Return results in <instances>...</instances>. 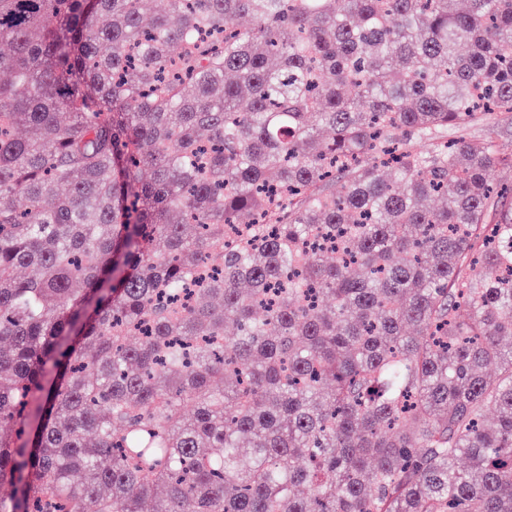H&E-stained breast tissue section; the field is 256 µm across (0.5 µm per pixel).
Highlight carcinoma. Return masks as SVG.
Wrapping results in <instances>:
<instances>
[{
    "instance_id": "obj_1",
    "label": "carcinoma",
    "mask_w": 512,
    "mask_h": 512,
    "mask_svg": "<svg viewBox=\"0 0 512 512\" xmlns=\"http://www.w3.org/2000/svg\"><path fill=\"white\" fill-rule=\"evenodd\" d=\"M144 3L0 0V512H512V0Z\"/></svg>"
}]
</instances>
